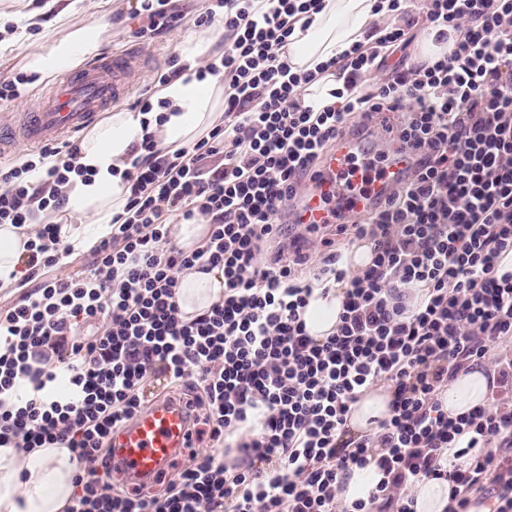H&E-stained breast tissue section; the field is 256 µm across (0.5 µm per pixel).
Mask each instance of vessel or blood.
Returning <instances> with one entry per match:
<instances>
[{"label": "vessel or blood", "instance_id": "obj_1", "mask_svg": "<svg viewBox=\"0 0 512 512\" xmlns=\"http://www.w3.org/2000/svg\"><path fill=\"white\" fill-rule=\"evenodd\" d=\"M138 70L139 54L130 48L118 55L98 58L78 73L57 80L40 96L34 112L0 133V156L7 154L13 140L18 138L42 144L82 131L106 107L128 93ZM363 151L356 130L343 133L335 150L321 164L320 174L311 188L290 201L292 218L302 224L327 223L329 213L323 196L344 180L352 158ZM406 168V161L394 163L385 181L374 183L368 198L356 199V210L383 199L390 188L403 180ZM189 428V417L181 404L154 399L118 433L112 450L110 479L130 484L153 481L187 448Z\"/></svg>", "mask_w": 512, "mask_h": 512}]
</instances>
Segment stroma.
Wrapping results in <instances>:
<instances>
[{
    "instance_id": "obj_1",
    "label": "stroma",
    "mask_w": 512,
    "mask_h": 512,
    "mask_svg": "<svg viewBox=\"0 0 512 512\" xmlns=\"http://www.w3.org/2000/svg\"><path fill=\"white\" fill-rule=\"evenodd\" d=\"M46 2L0 0L2 22H13L27 13L39 14L41 20L40 25L0 34V80L24 71L27 56L45 46L49 38L64 36L68 26L103 18L110 25L109 33L104 36L103 50L119 53L133 47L139 50L141 57L139 81L117 103L116 108L120 111L133 109L144 90L153 87L157 73L166 70L170 59L180 56L181 44L187 36L194 34L193 19L203 7L202 0H178L177 5L185 15L182 25L154 40L144 41L135 37L138 23L130 18L136 0H83L63 21L58 20L55 12L46 10Z\"/></svg>"
}]
</instances>
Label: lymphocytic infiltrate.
I'll return each instance as SVG.
<instances>
[{"instance_id":"obj_1","label":"lymphocytic infiltrate","mask_w":512,"mask_h":512,"mask_svg":"<svg viewBox=\"0 0 512 512\" xmlns=\"http://www.w3.org/2000/svg\"><path fill=\"white\" fill-rule=\"evenodd\" d=\"M405 3L376 0L375 46L351 45L342 105L316 112L302 90L327 64L299 73L280 54L323 0H207L194 23L223 27L224 51L196 72L222 75L223 124L174 151L144 135L124 212L83 271L53 275L73 250L58 225L38 224L26 245L33 287L0 311V394L25 378L37 395L0 402V447L69 449L79 469L66 512H413L410 492L430 477L448 478V512L477 500L512 512V355L498 351L512 339V274L495 273L512 250V0H425L421 18ZM135 13L146 40L184 20L172 0H139ZM423 20L452 52L386 68L385 51L407 49ZM385 112L403 116L406 179L377 209L333 212L337 235L371 242L370 265L345 267L317 224L301 236L319 257L303 246L265 255L344 129ZM80 151L77 140L45 145L0 168V225L60 212ZM200 222L198 247L172 244V225ZM199 265L222 269L224 299L187 319L180 276ZM330 282L345 286L342 311L320 341L303 315ZM486 363L491 403L448 416L439 394ZM62 371L66 398H40ZM157 381L188 390L198 447L163 488L128 490L106 478L112 441ZM378 386L392 392L388 418L347 438L353 405ZM466 433L483 452L447 465L443 449ZM371 463L375 489L340 501L351 471Z\"/></svg>"}]
</instances>
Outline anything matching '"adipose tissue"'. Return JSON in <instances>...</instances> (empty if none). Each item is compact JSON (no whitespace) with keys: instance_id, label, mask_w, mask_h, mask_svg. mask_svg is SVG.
Instances as JSON below:
<instances>
[{"instance_id":"ef3b65f1","label":"adipose tissue","mask_w":512,"mask_h":512,"mask_svg":"<svg viewBox=\"0 0 512 512\" xmlns=\"http://www.w3.org/2000/svg\"><path fill=\"white\" fill-rule=\"evenodd\" d=\"M375 0H325L321 12L301 18L286 48L294 70L306 72L340 56L353 42L369 33L376 16ZM106 22L70 26L67 33L31 54L29 70L46 77L58 74L96 54ZM159 107L148 112L112 113L85 137L78 158L89 168V178L72 177L65 187L68 220L60 237L74 249L90 251L112 232V219L122 213L129 185L123 175L131 168L130 152L144 133H152L162 146L177 149L202 137L221 123L224 83L220 77L204 80L177 78L163 86ZM28 227L0 226V290L16 287L25 275ZM179 306L192 317L224 299L221 269H192L180 277ZM343 289L335 287L311 300L304 313L310 334L324 339L331 334L342 310ZM489 380L481 368L462 372L449 381L439 399L455 417L488 401ZM390 393L373 389L353 405L347 421L350 436L376 433L388 416ZM76 459L65 448H36L27 452L0 447V512H65L73 493Z\"/></svg>"}]
</instances>
